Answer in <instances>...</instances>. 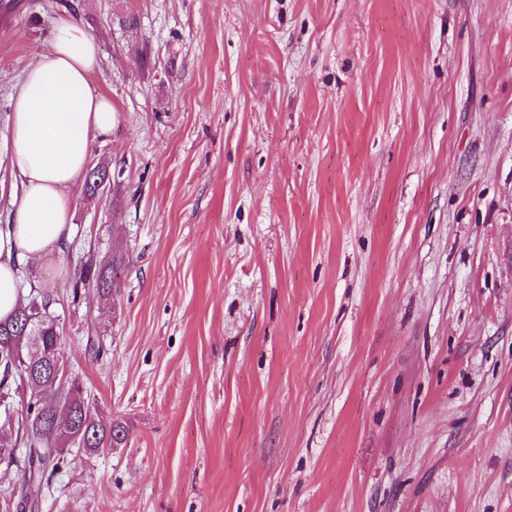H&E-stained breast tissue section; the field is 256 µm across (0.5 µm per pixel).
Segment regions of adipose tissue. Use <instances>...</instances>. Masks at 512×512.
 I'll return each mask as SVG.
<instances>
[{
    "mask_svg": "<svg viewBox=\"0 0 512 512\" xmlns=\"http://www.w3.org/2000/svg\"><path fill=\"white\" fill-rule=\"evenodd\" d=\"M99 64L95 38L71 15H60L49 50L13 95L10 163L23 190L11 201L10 222L0 226V319L23 301L20 264L61 251L90 145L112 134L117 113L92 80Z\"/></svg>",
    "mask_w": 512,
    "mask_h": 512,
    "instance_id": "1",
    "label": "adipose tissue"
}]
</instances>
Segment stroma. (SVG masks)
I'll use <instances>...</instances> for the list:
<instances>
[{
  "label": "stroma",
  "mask_w": 512,
  "mask_h": 512,
  "mask_svg": "<svg viewBox=\"0 0 512 512\" xmlns=\"http://www.w3.org/2000/svg\"><path fill=\"white\" fill-rule=\"evenodd\" d=\"M72 13L112 135L48 282L126 444L32 512H512V0H11V98ZM124 257L111 303L73 297ZM124 272L122 260L113 258L106 263L97 262L89 257L74 272L72 280L73 297H78L79 289H93L104 301L112 300V290Z\"/></svg>",
  "instance_id": "stroma-1"
}]
</instances>
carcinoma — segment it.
Listing matches in <instances>:
<instances>
[{
    "instance_id": "obj_1",
    "label": "carcinoma",
    "mask_w": 512,
    "mask_h": 512,
    "mask_svg": "<svg viewBox=\"0 0 512 512\" xmlns=\"http://www.w3.org/2000/svg\"><path fill=\"white\" fill-rule=\"evenodd\" d=\"M124 272L120 259L100 263L90 257L74 272L73 297L79 289H93L104 301L112 300V290ZM50 295L37 296L15 309L7 319L0 321V384L15 378L29 394L25 412L18 420V432L29 451V463H37L23 493V500L33 502L41 489L40 475L56 472L61 465V453L53 448L76 445L88 451L115 448L129 436L125 424L113 420L104 422L90 409L83 388L78 382L64 387L54 382L45 366L63 357L57 323L49 312ZM36 317L40 335L36 348L28 351L31 343L24 327V315Z\"/></svg>"
}]
</instances>
